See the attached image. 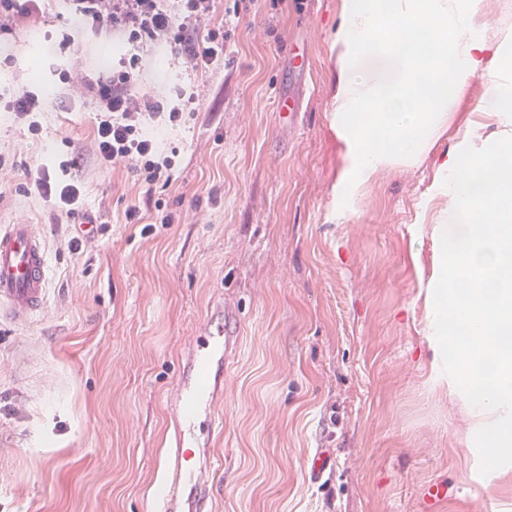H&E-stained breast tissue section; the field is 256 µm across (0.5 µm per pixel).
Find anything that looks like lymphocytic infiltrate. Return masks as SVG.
Instances as JSON below:
<instances>
[{
  "instance_id": "lymphocytic-infiltrate-1",
  "label": "lymphocytic infiltrate",
  "mask_w": 512,
  "mask_h": 512,
  "mask_svg": "<svg viewBox=\"0 0 512 512\" xmlns=\"http://www.w3.org/2000/svg\"><path fill=\"white\" fill-rule=\"evenodd\" d=\"M79 23L102 22L124 32L129 41L143 45L163 43L181 55L187 68L207 71L224 59L231 33L228 24L216 21L215 0H176L167 10L161 0H74ZM139 73L138 57L122 62L111 77L73 83L74 98L93 93L101 104L93 156L99 165L125 164L148 189H167L173 182L174 164L162 155L156 140L145 131L147 120L166 117L177 124L183 114L147 92L133 91ZM31 188L65 217L83 210L82 185L76 180H51L38 169Z\"/></svg>"
}]
</instances>
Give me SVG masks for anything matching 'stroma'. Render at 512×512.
<instances>
[{
	"instance_id": "obj_1",
	"label": "stroma",
	"mask_w": 512,
	"mask_h": 512,
	"mask_svg": "<svg viewBox=\"0 0 512 512\" xmlns=\"http://www.w3.org/2000/svg\"><path fill=\"white\" fill-rule=\"evenodd\" d=\"M339 14L340 0H261L207 72L105 23L65 45L68 0H41L0 37V222L38 225L50 264L44 314L0 320V512H147L181 358L224 312L241 351L224 373L210 512H512V463L484 468L433 360L432 219L448 199L432 160L381 173L350 216L336 209ZM134 52L137 88L200 96L179 125L146 127L178 151L162 209L144 213L151 235L125 220L145 196L126 167L79 164L99 220L80 243L22 187L93 149L97 100L71 101L67 73L108 76ZM27 92L31 119L12 109ZM288 92L294 130L276 107ZM320 448L335 467L314 482ZM432 482L446 501L425 500Z\"/></svg>"
}]
</instances>
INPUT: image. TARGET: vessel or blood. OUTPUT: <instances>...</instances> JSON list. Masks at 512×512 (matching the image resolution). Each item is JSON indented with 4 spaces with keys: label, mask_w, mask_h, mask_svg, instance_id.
Returning a JSON list of instances; mask_svg holds the SVG:
<instances>
[{
    "label": "vessel or blood",
    "mask_w": 512,
    "mask_h": 512,
    "mask_svg": "<svg viewBox=\"0 0 512 512\" xmlns=\"http://www.w3.org/2000/svg\"><path fill=\"white\" fill-rule=\"evenodd\" d=\"M49 263L43 238L33 224H0V315L25 324L45 308ZM232 325L203 332L181 364L176 392L168 404L173 428L159 477L163 492L152 512H206L209 490L220 467L211 448L224 432V384L213 379V361L238 351Z\"/></svg>",
    "instance_id": "obj_1"
}]
</instances>
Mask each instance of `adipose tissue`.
Returning <instances> with one entry per match:
<instances>
[{"mask_svg":"<svg viewBox=\"0 0 512 512\" xmlns=\"http://www.w3.org/2000/svg\"><path fill=\"white\" fill-rule=\"evenodd\" d=\"M488 5L341 0L333 127L340 204L388 168L434 159L448 197L433 219L434 348L453 353L451 390L497 468L512 459V36L485 24ZM476 77L482 117H459Z\"/></svg>","mask_w":512,"mask_h":512,"instance_id":"1","label":"adipose tissue"}]
</instances>
